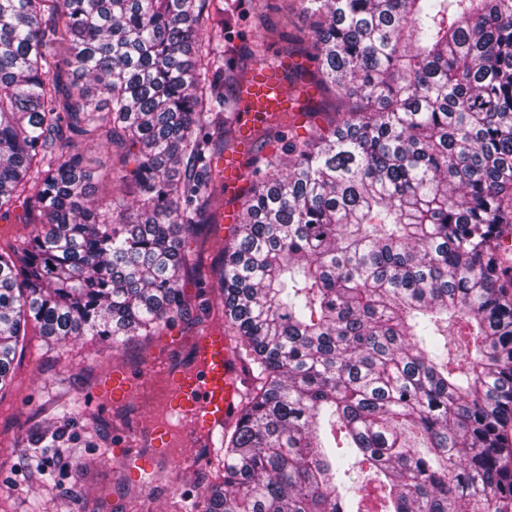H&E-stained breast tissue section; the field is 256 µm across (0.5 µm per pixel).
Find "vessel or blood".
Returning a JSON list of instances; mask_svg holds the SVG:
<instances>
[{
  "instance_id": "obj_1",
  "label": "vessel or blood",
  "mask_w": 512,
  "mask_h": 512,
  "mask_svg": "<svg viewBox=\"0 0 512 512\" xmlns=\"http://www.w3.org/2000/svg\"><path fill=\"white\" fill-rule=\"evenodd\" d=\"M251 111L267 112L282 107L286 95L271 69H254L242 86ZM193 366L176 369L171 357L158 358L138 374L107 369L92 396L103 404L113 397L148 398L156 383L168 387V400L158 402L147 421L157 447L178 469L196 467L199 449L209 447L213 437L233 422L245 387L242 363L222 329L207 328L192 341ZM140 431L124 435L111 452L113 464L125 467L137 482L144 481L157 465L155 456L140 451Z\"/></svg>"
}]
</instances>
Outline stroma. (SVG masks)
<instances>
[{"label":"stroma","instance_id":"stroma-1","mask_svg":"<svg viewBox=\"0 0 512 512\" xmlns=\"http://www.w3.org/2000/svg\"><path fill=\"white\" fill-rule=\"evenodd\" d=\"M251 12L252 0H224V16L231 24L229 32L237 48L227 64L243 79L254 67L249 55L256 34ZM292 112L286 109L257 114L245 131L246 141L225 150L223 157L232 162L236 181L232 188L218 194L212 222L205 226L199 246L200 269L204 276L190 286V311L171 331L161 336L137 337L116 351L101 349L97 341L87 337L72 344L56 345L37 358L23 359L17 370L18 392L0 397V458L8 461L5 472L0 474V485L10 482L17 486L15 495L5 503L8 512H24L26 499L34 496L49 501V512H129L134 505L139 486L115 472L104 451L113 447L115 438L123 431L144 426L151 411L148 404L134 399L70 423L67 433L79 445L82 465L60 467L51 485L31 482L21 474L24 442L38 427L52 421L53 415L46 402L53 394L65 392L78 396L91 390L103 366L108 364L138 372L162 350L171 355L177 366H189L191 337L204 327L223 325L217 284L209 272L215 261L212 244L232 239L240 222L241 202L250 185L247 163L268 152L261 140L264 129L288 126ZM158 470L161 478L149 492L152 512H175L180 495L194 493L210 477V467L206 464L194 471L176 473L163 460Z\"/></svg>","mask_w":512,"mask_h":512}]
</instances>
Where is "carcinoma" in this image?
Instances as JSON below:
<instances>
[{"label":"carcinoma","instance_id":"1","mask_svg":"<svg viewBox=\"0 0 512 512\" xmlns=\"http://www.w3.org/2000/svg\"><path fill=\"white\" fill-rule=\"evenodd\" d=\"M254 2V64L304 43L293 95L350 107L276 136L216 245L247 381L178 512H512V0H297L288 34ZM229 41L214 0H0V208L36 224L0 248V392L34 330L115 348L189 310L240 131ZM115 181L135 205L100 206ZM70 443L38 432L31 480Z\"/></svg>","mask_w":512,"mask_h":512}]
</instances>
